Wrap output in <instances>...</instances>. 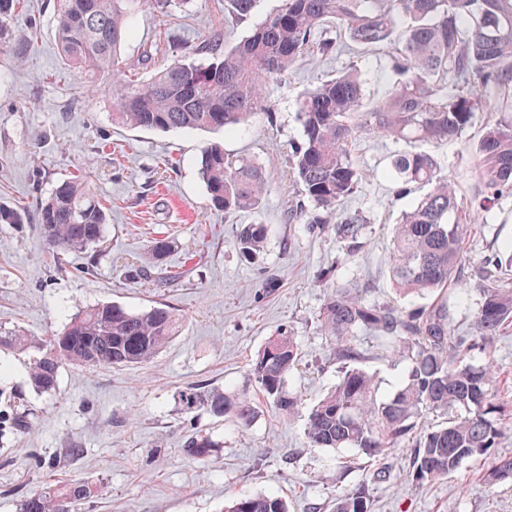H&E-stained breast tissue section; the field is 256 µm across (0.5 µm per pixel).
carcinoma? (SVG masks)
<instances>
[{"instance_id": "carcinoma-1", "label": "carcinoma", "mask_w": 512, "mask_h": 512, "mask_svg": "<svg viewBox=\"0 0 512 512\" xmlns=\"http://www.w3.org/2000/svg\"><path fill=\"white\" fill-rule=\"evenodd\" d=\"M21 0H0V47L19 63L30 41L11 38V21ZM190 0H54L56 35L62 61L96 82L109 80L114 120L133 128L234 130L250 117L275 111L267 88L288 76L299 58L324 56L336 42L318 36L332 21L349 39L381 45L399 35L396 67L401 81L374 104L364 100L361 71L352 67L305 93L297 103L302 141L289 159L302 199L290 218L330 224L336 237L359 247L366 220L342 212L362 172L348 147L360 134H381L405 144L444 142L460 136L482 105L481 89L491 88L505 103L503 115L486 125L479 143L478 208L512 194V0H282L251 33L231 49L215 33L178 52L159 42L143 50L139 64L166 53L176 59L147 78L120 57L132 32L133 17L143 8L161 16ZM394 174L404 184L430 186L406 211L393 235L392 278L403 294L424 302L407 312L391 304L369 303L358 291L338 289L318 315L330 338L329 356L339 379L309 411L305 435L311 448H348L375 460L397 448L412 449L410 476L433 482L466 461L486 455L502 435V421L512 406L492 394L489 368L474 363L495 338L512 325V254L478 269L472 288L480 295L473 333L457 336L451 328L448 288L455 284L464 254L471 210L462 207L454 185L429 153L409 149L397 155ZM199 176L213 206L226 212L258 207L268 190L265 166L248 157L229 156L209 144L201 152ZM51 249L82 251L104 237L107 216L85 178L57 183L40 201L37 220ZM267 228L245 224L235 246L245 259L264 249ZM180 317L168 306L129 311L97 304L76 313L64 331L41 343L20 330L0 328V351H37L30 384L39 393L55 389L65 366L85 369L133 367L149 362L178 332ZM377 342L381 357L403 364L406 375L382 397L376 373L366 367L374 358L360 338ZM294 336H272L251 364L250 375L263 400L281 416H292L301 397L286 388L298 362ZM15 396L0 389V436L31 428L18 412ZM184 414L203 411L238 428L253 422L256 405L249 392L188 388L179 393ZM443 422L429 426L428 415ZM215 443L197 432L185 442V456L205 460ZM498 485L512 481V457L498 459L486 473ZM97 492V484L72 480L22 497L18 512H74ZM225 512H288L277 495L233 500ZM336 512H367L363 492L336 497Z\"/></svg>"}]
</instances>
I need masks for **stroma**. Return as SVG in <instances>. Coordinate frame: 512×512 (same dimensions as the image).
Here are the masks:
<instances>
[{
    "label": "stroma",
    "instance_id": "obj_1",
    "mask_svg": "<svg viewBox=\"0 0 512 512\" xmlns=\"http://www.w3.org/2000/svg\"><path fill=\"white\" fill-rule=\"evenodd\" d=\"M281 6L258 0L244 19L226 0H191L161 17L146 11L134 20L122 56L137 61L146 44L195 45L221 31L232 47ZM15 38H31L25 63L0 49V204L18 208L23 221L0 224V327L45 339L61 333L71 317L95 304L131 311L169 306L182 319L172 341L149 363L131 368L61 369L55 391H33L28 367L33 351L0 353V387L19 394L32 428L0 453V512H16L19 499L49 483L99 482L98 493L78 512H222L231 497L276 494L291 512H333L338 493L365 488L368 512H512V482L488 486L495 459L512 457V422L496 448L431 483L412 480L410 449L400 448L366 469L340 467L346 449L312 448L305 435L310 408L336 383L329 339L317 316L336 289L361 286L367 300L407 310L415 297H400L390 277L392 236L402 212L423 195L402 185L392 162L404 144L375 135L351 149L364 176L342 203L361 213L367 234L356 252L333 230L289 221L287 208L301 189L289 175V157L301 140L296 101L336 72L359 69L367 100L385 96L397 80L399 43L365 47L349 41L334 23L324 27L336 50L305 57L288 78L271 82L274 117L260 114L238 130L130 129L112 119V97L83 93L84 77L65 66L55 36L53 0H24L12 21ZM471 126L447 142H422L441 170L470 202L480 188L477 144L486 121L498 112L494 93ZM220 143L225 153L266 166L269 187L249 212L216 211L198 173L202 148ZM86 174L108 213L97 248L54 256L36 222V206L61 179ZM267 228L265 249L244 259L234 246L239 225ZM170 240L162 264L174 278L131 279V265H145L149 242ZM512 245V196L480 212L466 238L448 291L450 323L468 334L480 303L471 284L477 266ZM293 334L300 360L287 378L301 395L297 414L282 417L258 403L250 427L237 428L202 414L182 413L178 394L204 384L229 393L250 389L258 350L281 331ZM492 390L512 400V327L490 355ZM219 443L207 461L185 458L181 448L194 430ZM78 458L60 462L61 449Z\"/></svg>",
    "mask_w": 512,
    "mask_h": 512
}]
</instances>
